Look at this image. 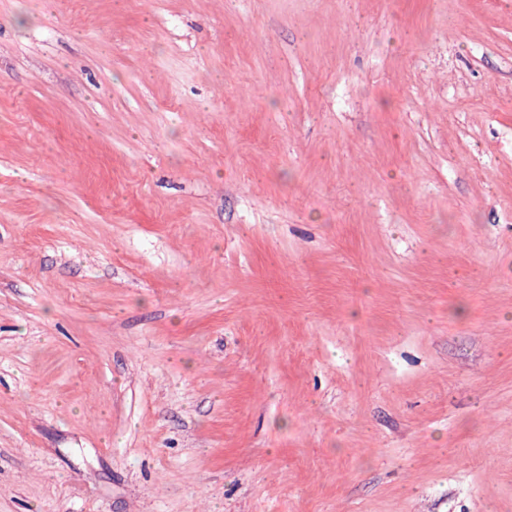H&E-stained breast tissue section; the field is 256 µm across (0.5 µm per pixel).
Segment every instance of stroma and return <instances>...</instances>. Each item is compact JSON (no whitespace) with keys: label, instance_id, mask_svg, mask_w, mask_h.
<instances>
[{"label":"stroma","instance_id":"stroma-1","mask_svg":"<svg viewBox=\"0 0 512 512\" xmlns=\"http://www.w3.org/2000/svg\"><path fill=\"white\" fill-rule=\"evenodd\" d=\"M0 512H512V0H0Z\"/></svg>","mask_w":512,"mask_h":512}]
</instances>
